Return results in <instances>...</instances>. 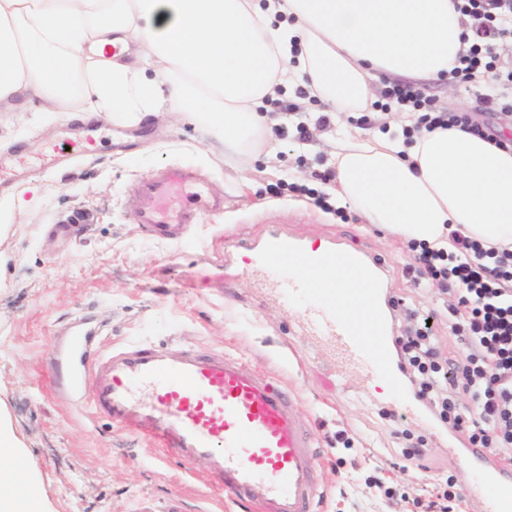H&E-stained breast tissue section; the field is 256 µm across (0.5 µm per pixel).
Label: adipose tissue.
Instances as JSON below:
<instances>
[{"label":"adipose tissue","instance_id":"1","mask_svg":"<svg viewBox=\"0 0 512 512\" xmlns=\"http://www.w3.org/2000/svg\"><path fill=\"white\" fill-rule=\"evenodd\" d=\"M470 20L454 0H0V112L140 123L177 112L240 157L275 155L266 114L299 86L333 115L366 111L372 80L448 73ZM330 187L367 224L434 249L458 230L512 251V144L462 127L412 144L377 131L335 141ZM343 302L368 303L365 268L300 266Z\"/></svg>","mask_w":512,"mask_h":512}]
</instances>
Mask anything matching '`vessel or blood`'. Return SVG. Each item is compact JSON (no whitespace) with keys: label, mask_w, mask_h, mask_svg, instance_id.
I'll return each instance as SVG.
<instances>
[{"label":"vessel or blood","mask_w":512,"mask_h":512,"mask_svg":"<svg viewBox=\"0 0 512 512\" xmlns=\"http://www.w3.org/2000/svg\"><path fill=\"white\" fill-rule=\"evenodd\" d=\"M92 127L58 145L75 157L91 152ZM151 238L177 243L195 213L223 207L192 170L166 167L139 182L128 197ZM301 243L275 233L251 250L235 276L274 293L311 336L328 345L338 364L363 367L369 381L395 384L387 357L388 328L379 313H344L335 289L317 288L298 274ZM75 323L65 354L52 353V387L71 406L88 404L127 431L201 461L209 478L254 512H311L319 467L310 426L294 392L257 371L242 356L190 345L141 342L89 351ZM465 463L467 489L480 512H512V469L487 448H452Z\"/></svg>","instance_id":"b4317fda"}]
</instances>
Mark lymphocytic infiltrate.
Masks as SVG:
<instances>
[{
	"label": "lymphocytic infiltrate",
	"instance_id": "f902f5d3",
	"mask_svg": "<svg viewBox=\"0 0 512 512\" xmlns=\"http://www.w3.org/2000/svg\"><path fill=\"white\" fill-rule=\"evenodd\" d=\"M457 10L471 20V32L451 78L475 81L486 76L497 82L499 45L512 37V0H457ZM386 100L419 111L418 126L450 128L460 118L436 111L421 88L393 85L383 92ZM453 252L422 248L420 277L451 288L457 302L448 309L456 322L465 324V352L455 372L445 381L449 387L464 385L472 394L475 417L469 442L481 446L501 461L512 462V252L486 249L479 242L452 232ZM433 333L419 324L414 335L396 338L393 346L408 384L418 399H428L439 382L441 368L434 359Z\"/></svg>",
	"mask_w": 512,
	"mask_h": 512
}]
</instances>
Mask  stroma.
Here are the masks:
<instances>
[{"mask_svg":"<svg viewBox=\"0 0 512 512\" xmlns=\"http://www.w3.org/2000/svg\"><path fill=\"white\" fill-rule=\"evenodd\" d=\"M437 110L468 102L479 127L512 126V88L492 90L451 78L426 82ZM498 97L483 104L485 93ZM317 99L290 91L270 105L274 157L240 158L212 144L178 113L162 112L128 127L97 125L95 152L66 163L52 149L71 136L74 118L45 112L32 100L0 112V424L12 432L16 456L0 469H24L18 479L39 512H250L208 482L203 463L185 464L54 395L46 357L76 315L98 329L96 346L138 342L221 349L294 390L320 448L322 495L316 512H426L438 492L460 495L461 512H479L465 495L458 459L445 445L447 423L418 405L397 416L394 393L357 373L337 374L328 349L301 334L296 314L271 296L218 277L212 263L226 257L241 266L246 246L271 232L306 242L336 239L365 252L380 271L381 304H393V336L415 326L408 314L429 316L436 359L451 368L464 347L448 324L453 295L438 283L415 287L419 267L412 244L364 223L349 207L325 211L305 188L325 191L338 128H384L383 113L340 116L318 127ZM307 136H300L298 127ZM188 167L223 197L220 212H200L178 244L152 240L126 206L131 186L159 169ZM90 222L71 237L48 235L71 212ZM423 454L406 459L414 449Z\"/></svg>","mask_w":512,"mask_h":512,"instance_id":"35a3bbf8","label":"stroma"}]
</instances>
